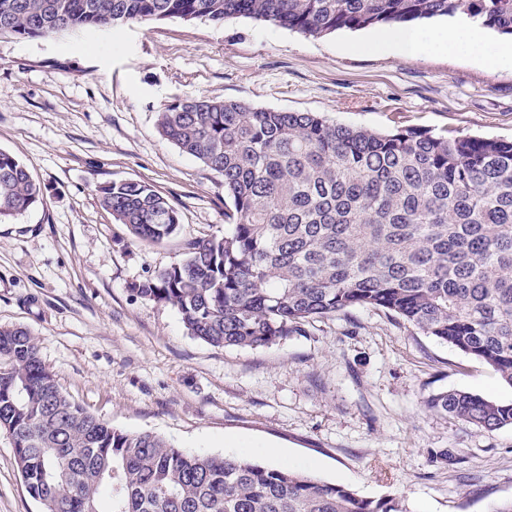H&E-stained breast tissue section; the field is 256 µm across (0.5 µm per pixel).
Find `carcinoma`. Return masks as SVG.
<instances>
[{"label": "carcinoma", "instance_id": "1", "mask_svg": "<svg viewBox=\"0 0 512 512\" xmlns=\"http://www.w3.org/2000/svg\"><path fill=\"white\" fill-rule=\"evenodd\" d=\"M179 17H246L310 37L437 17L512 36V0H0V36L50 37ZM157 129L224 177L229 230L134 285L190 336L257 349L354 309L383 311L491 368L512 387V141L378 131L238 100L188 96ZM100 204L143 242L180 228L148 184L113 181ZM0 150V221L42 196ZM428 407L487 431L512 402L445 391ZM0 433L42 512H408L310 474L188 453L129 433L68 398L22 327L0 326Z\"/></svg>", "mask_w": 512, "mask_h": 512}]
</instances>
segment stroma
I'll use <instances>...</instances> for the list:
<instances>
[{
	"instance_id": "stroma-1",
	"label": "stroma",
	"mask_w": 512,
	"mask_h": 512,
	"mask_svg": "<svg viewBox=\"0 0 512 512\" xmlns=\"http://www.w3.org/2000/svg\"><path fill=\"white\" fill-rule=\"evenodd\" d=\"M455 24L415 23L424 47L408 56L354 51L370 28L312 38L243 17L0 37V149L43 187L0 223V326L29 330L60 389L112 427L303 469L408 512H496L512 499V426L488 432L425 404L445 390L512 402L481 362L363 308L269 347L218 348L132 290L225 229L223 177L157 130L187 96L511 141L512 70L450 56L440 34ZM120 180L166 197L179 232L148 245L116 223L97 189ZM0 512H41L3 433Z\"/></svg>"
}]
</instances>
